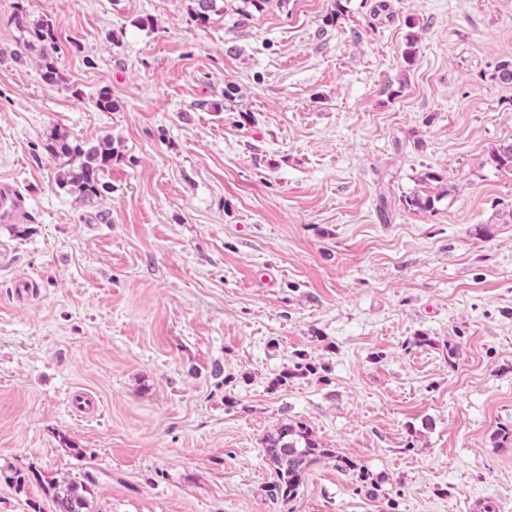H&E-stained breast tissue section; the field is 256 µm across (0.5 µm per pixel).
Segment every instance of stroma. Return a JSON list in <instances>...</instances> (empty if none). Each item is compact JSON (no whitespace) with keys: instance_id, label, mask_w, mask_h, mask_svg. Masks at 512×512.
<instances>
[{"instance_id":"obj_1","label":"stroma","mask_w":512,"mask_h":512,"mask_svg":"<svg viewBox=\"0 0 512 512\" xmlns=\"http://www.w3.org/2000/svg\"><path fill=\"white\" fill-rule=\"evenodd\" d=\"M389 2L29 0L51 87L0 0V465L91 472L97 512H512V0ZM54 127L119 151L96 201ZM286 420L336 455L282 501ZM25 3L26 0L17 2L12 18L19 32V45L23 51L36 56L38 69L44 83L56 86L63 80V76L58 67L60 46L54 24L48 18L31 21Z\"/></svg>"}]
</instances>
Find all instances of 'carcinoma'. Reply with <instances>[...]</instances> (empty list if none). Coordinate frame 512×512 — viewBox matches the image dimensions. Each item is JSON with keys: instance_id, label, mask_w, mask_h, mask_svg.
I'll return each instance as SVG.
<instances>
[{"instance_id": "obj_1", "label": "carcinoma", "mask_w": 512, "mask_h": 512, "mask_svg": "<svg viewBox=\"0 0 512 512\" xmlns=\"http://www.w3.org/2000/svg\"><path fill=\"white\" fill-rule=\"evenodd\" d=\"M192 10L196 21L206 25L211 15L217 12V0H193ZM240 12L244 16L251 11H264L272 3L283 8L288 0H242ZM13 23L19 32L18 42L25 52L34 54L38 69L45 84L56 86L63 76L58 67L60 46L53 22L46 18L32 21L26 0H18ZM45 150L51 159L61 162L62 172L57 184L65 191L75 194L91 203L106 191L101 181L104 172L120 155L112 146V139L105 136L89 148L67 132L51 130L47 135ZM487 163L498 170H512V141L496 146L487 158ZM264 456L276 473V480L270 485V495L276 499H292L299 484L311 465L323 457L335 456V451L325 447L309 427L301 422H282L264 438ZM4 479L23 492L30 481V474L21 470L4 469ZM45 495L50 499L53 512H91L93 480L90 474L84 478L68 475L53 477L38 476Z\"/></svg>"}]
</instances>
